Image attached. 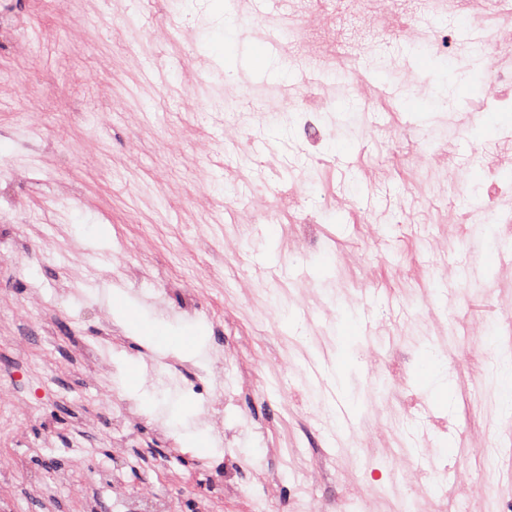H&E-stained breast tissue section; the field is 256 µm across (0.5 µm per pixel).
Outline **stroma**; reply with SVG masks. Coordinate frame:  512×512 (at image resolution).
<instances>
[{
    "label": "stroma",
    "instance_id": "obj_1",
    "mask_svg": "<svg viewBox=\"0 0 512 512\" xmlns=\"http://www.w3.org/2000/svg\"><path fill=\"white\" fill-rule=\"evenodd\" d=\"M196 4L190 58L168 39L169 0H13L0 192L24 233L0 245V305L15 311L0 321V377L22 369L49 403L0 423V456L77 445L0 477V512L18 499L46 512L28 475L53 460L77 490L58 512H117L107 468L125 462L138 469L129 494L167 493L182 512L201 490L216 512H402L421 484L435 491L420 512H512L498 395L512 373L488 361L512 357L497 319L512 296V197L487 204L473 156H512V112L492 134L465 111L489 77L462 47L464 10L438 0L457 43L432 52L412 31L381 42L411 0H342L336 14L323 0ZM96 13L114 31L77 38ZM287 24L321 74L274 42ZM245 93L267 111L198 120V102ZM319 94L331 102L313 147L297 122ZM117 291L195 351L140 337L113 314ZM108 331L117 375L75 350ZM150 356L180 387L146 373L128 384L125 368ZM114 385L135 421L113 412ZM219 396L228 460L204 469L203 450L171 452L162 429L214 434L202 404Z\"/></svg>",
    "mask_w": 512,
    "mask_h": 512
}]
</instances>
